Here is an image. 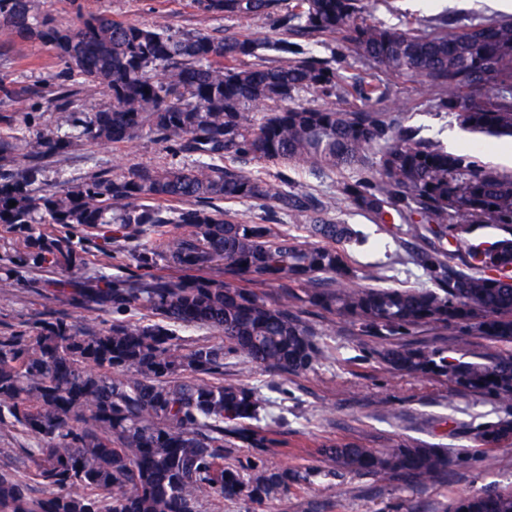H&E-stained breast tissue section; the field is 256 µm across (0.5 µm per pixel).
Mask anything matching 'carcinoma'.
Listing matches in <instances>:
<instances>
[{"mask_svg":"<svg viewBox=\"0 0 512 512\" xmlns=\"http://www.w3.org/2000/svg\"><path fill=\"white\" fill-rule=\"evenodd\" d=\"M192 4L240 23L267 19L279 37L215 39L96 13L60 28L41 17L37 0H0V42L41 39L78 78L52 103L101 97L74 132L44 136L22 169L20 137L0 133V224L22 234L37 269L70 251L68 238H48L41 223L158 235L133 254L138 279H102L84 293L85 303L116 314L144 310L148 323L92 329L57 318L33 336H0V424L33 438L32 476L0 471V512H197L204 496L260 504L307 480V471L224 463L233 448L260 459L284 446L255 424L258 393L224 382V360L285 376L314 369L325 346L307 306L376 340L371 355L388 370L496 404L503 415L467 425L481 446L512 440V351L474 361L416 338L427 328L442 341L451 330L512 344V174L421 136L403 113L379 107L385 84L350 79L309 49L311 39L332 38L342 55L416 83L430 108L461 128L512 137V17L440 15L390 28L373 18L372 0ZM304 95L322 105L301 103ZM144 130L179 161L55 191L39 186L40 160L76 141L119 145ZM252 162L275 171H252ZM287 169L337 174L336 193L304 187ZM161 201L169 207L155 206ZM222 202L260 207L263 223ZM342 203L406 229L408 260L433 287L361 284L345 253L357 231L329 217ZM279 214L317 242L277 229L270 220ZM480 225L498 230L496 240H472ZM219 261L222 281L206 274ZM161 263L183 275H155ZM266 284L279 288L276 300ZM199 326L224 342L186 344L178 330ZM319 454L330 467L416 488L465 464L418 439L324 445ZM31 480L49 493L31 496ZM446 512H512V489L461 495Z\"/></svg>","mask_w":512,"mask_h":512,"instance_id":"carcinoma-1","label":"carcinoma"}]
</instances>
